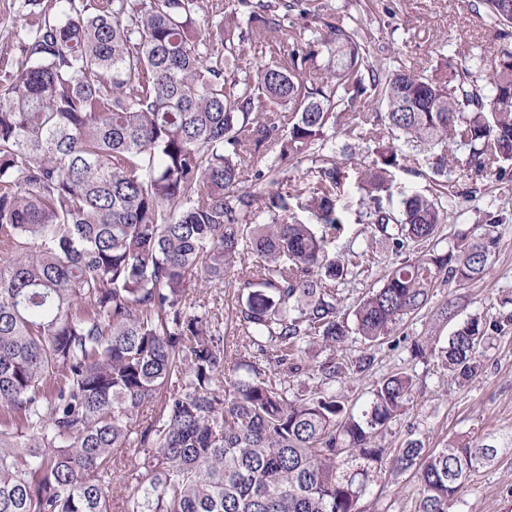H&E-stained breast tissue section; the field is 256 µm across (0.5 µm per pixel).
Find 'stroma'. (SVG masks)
Segmentation results:
<instances>
[{
  "label": "stroma",
  "instance_id": "1",
  "mask_svg": "<svg viewBox=\"0 0 512 512\" xmlns=\"http://www.w3.org/2000/svg\"><path fill=\"white\" fill-rule=\"evenodd\" d=\"M340 16L358 20L369 37L370 60L389 69L430 71L456 48L466 46L497 56L512 50V35L503 36L499 25L486 14L474 13L468 0H323ZM40 11L35 0H0V85L9 80L25 61L24 43ZM472 193L464 201V193ZM360 192L347 184L341 194L345 232L338 247L366 250L369 261L351 269L341 292L345 313L356 301L380 287L393 257L385 246L372 240L359 216L364 210ZM448 219L438 228L433 243L445 250L458 230L481 220L483 211H501L506 219L494 264L486 277L464 288L440 285L430 304L404 321L394 335L380 345L369 346L350 334L338 351L341 362L352 372L336 391L346 402L366 406L377 381L405 371L416 383L412 402L403 409L381 444L396 455L407 439H420L425 447L438 448L448 438L471 434L512 438V331L488 340L480 356L478 376L466 386L451 381L437 356L414 357L416 340L447 341L458 322L481 314L492 319L512 311V178L473 185L457 174L447 189ZM456 299L453 318L442 319L439 309ZM370 357L365 371H356L362 357ZM417 479L413 472L387 471L381 482L359 504L361 512H415ZM448 512H512V447L501 449L497 463L480 470L465 485Z\"/></svg>",
  "mask_w": 512,
  "mask_h": 512
}]
</instances>
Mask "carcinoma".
<instances>
[{
	"label": "carcinoma",
	"mask_w": 512,
	"mask_h": 512,
	"mask_svg": "<svg viewBox=\"0 0 512 512\" xmlns=\"http://www.w3.org/2000/svg\"><path fill=\"white\" fill-rule=\"evenodd\" d=\"M68 4L35 24L28 63L0 87V512H359L389 466L415 471L416 512H448L497 438L409 439L390 460L377 433L413 377L384 378L356 411L333 388L347 367L308 358L349 336L339 286L366 256L333 247L350 177L336 140L385 127L400 141L355 171L370 233L395 255L355 310L372 344L437 284L463 288L494 261L501 215L439 252L440 195L383 199L419 148H439L435 182L512 175V51L383 72L357 20L322 0H224V24L203 32L207 0ZM482 6L512 25V0ZM295 14L312 22L302 38ZM271 33L288 51L240 75ZM314 159L312 186L271 178ZM233 271L231 342L194 292ZM510 327L512 314H475L413 352L464 386ZM304 377L321 388L294 392Z\"/></svg>",
	"instance_id": "obj_1"
}]
</instances>
